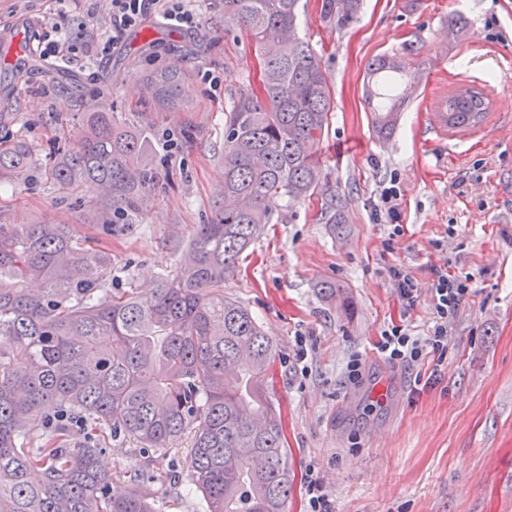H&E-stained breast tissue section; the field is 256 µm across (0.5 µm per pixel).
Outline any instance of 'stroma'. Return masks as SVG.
<instances>
[{
  "label": "stroma",
  "instance_id": "35a3bbf8",
  "mask_svg": "<svg viewBox=\"0 0 512 512\" xmlns=\"http://www.w3.org/2000/svg\"><path fill=\"white\" fill-rule=\"evenodd\" d=\"M300 29L332 87L334 110L320 146L328 182L291 203L268 202L274 222L242 255L225 296L248 308L275 350L272 398L298 478L316 468L334 512H512V0H363L345 27L302 0ZM201 26L187 34L153 20L103 60H37L0 67V125L7 141L24 131L43 168L62 126L102 98L146 128L159 178L141 220L101 236L105 194L86 182L62 191L44 179L0 183V224H67L112 254V285L145 291L176 269L195 225L224 199V110L257 84L252 42L224 14V0H196ZM49 0H0V26H50ZM461 16L463 29L450 20ZM418 45V52L407 49ZM397 55L414 85L395 131L373 130L367 90L373 58ZM186 73L184 109L140 102L155 67ZM211 81H204V74ZM490 100L483 123L454 135L426 129L440 96L458 86ZM396 185L398 221L377 216L382 189ZM340 195L346 222L330 229L325 197ZM471 293L448 323L443 356L392 364L375 344L391 325L417 336L432 324L433 267ZM412 276L419 302L406 309L391 268ZM336 286L328 296L320 288ZM310 348L300 373L295 339ZM360 359L362 377L347 378ZM437 373L415 391L416 376ZM386 384V404L372 390ZM191 436L156 452L132 439L102 458L119 491L154 499L160 512H203L189 483Z\"/></svg>",
  "mask_w": 512,
  "mask_h": 512
}]
</instances>
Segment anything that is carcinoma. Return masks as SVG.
Returning <instances> with one entry per match:
<instances>
[{
	"mask_svg": "<svg viewBox=\"0 0 512 512\" xmlns=\"http://www.w3.org/2000/svg\"><path fill=\"white\" fill-rule=\"evenodd\" d=\"M301 0H224L255 47L259 87L224 111V203L196 225L178 271L147 292L112 293L109 253L64 224H0V512H157L139 492L112 490L98 459L106 438L158 450L192 435L190 480L205 512H284L295 473L283 416L266 384L273 343L224 281L272 223L265 201H300L325 179L319 144L332 118L321 61L300 35ZM362 0H321L323 16L349 24ZM395 55L369 64L374 131L391 134L411 85H398ZM143 82L144 102H173L179 76ZM489 110L474 88L448 94V128L471 130ZM42 178L60 190L98 183L116 221L140 216L157 178L148 133L106 101L93 104ZM34 172L27 140L0 144V182ZM325 220L345 223L338 198ZM42 478L30 480L31 471Z\"/></svg>",
	"mask_w": 512,
	"mask_h": 512,
	"instance_id": "obj_1",
	"label": "carcinoma"
}]
</instances>
